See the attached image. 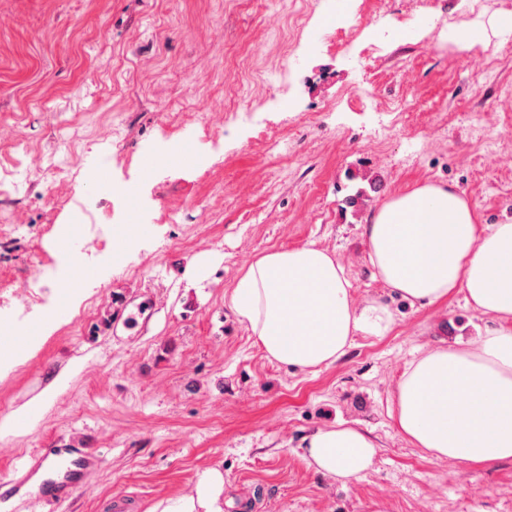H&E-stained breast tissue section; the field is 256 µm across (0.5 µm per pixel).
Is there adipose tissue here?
Listing matches in <instances>:
<instances>
[{
  "mask_svg": "<svg viewBox=\"0 0 512 512\" xmlns=\"http://www.w3.org/2000/svg\"><path fill=\"white\" fill-rule=\"evenodd\" d=\"M364 235L368 261L391 292L421 306L457 292L493 321L405 369L394 394L399 432L436 460L512 461V223L479 226L464 195L426 183L384 201ZM228 303L268 359L299 371L330 366L355 336L381 337L394 324L384 303L356 305L344 267L312 243L260 254ZM305 448L318 473L344 484L370 470L378 451L344 421L312 434Z\"/></svg>",
  "mask_w": 512,
  "mask_h": 512,
  "instance_id": "1",
  "label": "adipose tissue"
}]
</instances>
